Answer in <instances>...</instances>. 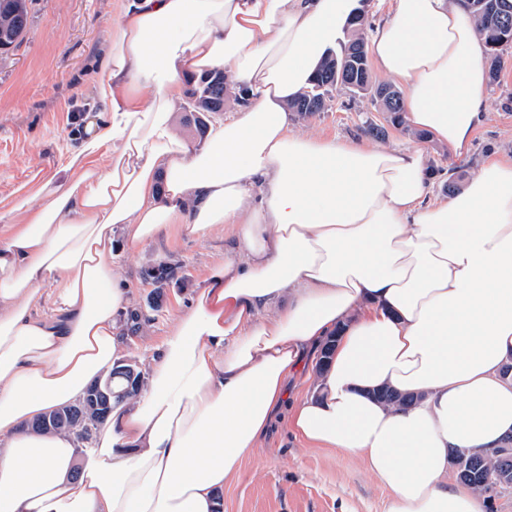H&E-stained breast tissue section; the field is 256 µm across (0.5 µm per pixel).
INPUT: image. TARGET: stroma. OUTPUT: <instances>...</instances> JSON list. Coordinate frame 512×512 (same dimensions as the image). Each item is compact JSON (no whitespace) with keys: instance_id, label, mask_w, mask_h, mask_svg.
Wrapping results in <instances>:
<instances>
[{"instance_id":"stroma-1","label":"stroma","mask_w":512,"mask_h":512,"mask_svg":"<svg viewBox=\"0 0 512 512\" xmlns=\"http://www.w3.org/2000/svg\"><path fill=\"white\" fill-rule=\"evenodd\" d=\"M112 2L34 0L21 47L0 55V212L64 165L79 149L87 124L109 122L97 84L106 77L105 44L117 23ZM502 61L463 158L425 132L392 124L369 98L342 87L326 94L324 110L294 117L293 129L382 148H422L434 174L431 198L445 200L461 191L490 153L512 155V47L503 51ZM374 126L384 128V136L371 134ZM114 240V262L133 312L117 331L127 363L145 373L151 352L190 305L208 268L223 260L227 244L220 231L205 238L163 233L134 249L127 248L123 231H116ZM163 266L167 276L151 278V271ZM217 497L222 512H384L389 492L359 458L337 448L307 447L292 433L282 408L245 459L240 477Z\"/></svg>"}]
</instances>
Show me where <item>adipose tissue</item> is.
<instances>
[{
	"instance_id": "adipose-tissue-1",
	"label": "adipose tissue",
	"mask_w": 512,
	"mask_h": 512,
	"mask_svg": "<svg viewBox=\"0 0 512 512\" xmlns=\"http://www.w3.org/2000/svg\"><path fill=\"white\" fill-rule=\"evenodd\" d=\"M357 7L114 0L98 85L111 122L0 215V512H215L285 404L296 437L362 460L386 512H482L450 451L512 432V156L432 202L421 148L293 132L289 101ZM484 51L465 0H391L369 48L405 121L460 157L489 94ZM213 68L242 101L199 149L172 108ZM118 228L130 247L221 230L231 251L152 355L146 392L81 448L28 425L122 357ZM331 336L315 394L287 401V374ZM382 386L420 400L384 406Z\"/></svg>"
}]
</instances>
